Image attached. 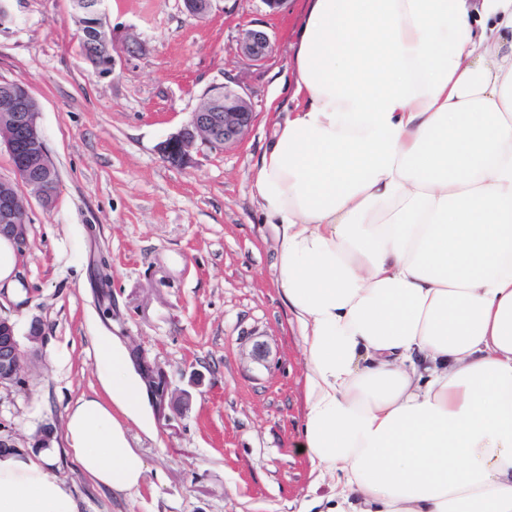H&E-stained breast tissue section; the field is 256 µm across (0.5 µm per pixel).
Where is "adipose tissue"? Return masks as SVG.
<instances>
[{
	"label": "adipose tissue",
	"mask_w": 512,
	"mask_h": 512,
	"mask_svg": "<svg viewBox=\"0 0 512 512\" xmlns=\"http://www.w3.org/2000/svg\"><path fill=\"white\" fill-rule=\"evenodd\" d=\"M293 85L252 189L326 512H512V0H307ZM94 352L64 452L135 489L142 385L111 337ZM51 465L0 453V512H77Z\"/></svg>",
	"instance_id": "1"
}]
</instances>
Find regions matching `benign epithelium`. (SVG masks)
Returning <instances> with one entry per match:
<instances>
[{
	"instance_id": "benign-epithelium-1",
	"label": "benign epithelium",
	"mask_w": 512,
	"mask_h": 512,
	"mask_svg": "<svg viewBox=\"0 0 512 512\" xmlns=\"http://www.w3.org/2000/svg\"><path fill=\"white\" fill-rule=\"evenodd\" d=\"M183 10L196 18L211 12L214 0H182ZM103 0H76L74 8L79 13L89 14L97 19L96 28L107 39H113L112 27L108 24L102 9ZM95 51L87 63L101 75L113 72V55L109 48L94 44ZM275 50L272 37L264 30L245 29L238 42V52L249 61L260 64ZM205 97L210 103L197 107L186 122L164 141L157 145L160 156L175 166H185L193 161L192 152L197 144L210 148H229L237 144L250 130L255 121V112L248 95L242 88L228 84L210 87ZM32 95L24 90L3 101L4 117L10 130L0 135V144L5 145L11 157L14 171L20 182L45 204L55 197L58 182L30 177L38 167H51L46 145L37 125L38 113L31 111ZM28 224L26 204L14 183L0 182V236L11 239L15 245L23 246L27 241ZM24 354L18 340L16 323L0 316V388L17 386L22 382ZM141 378L150 392L155 405H167L177 411L188 409L190 395L174 393L163 372L156 366L141 362L133 355Z\"/></svg>"
}]
</instances>
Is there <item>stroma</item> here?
I'll use <instances>...</instances> for the list:
<instances>
[{
	"label": "stroma",
	"instance_id": "stroma-1",
	"mask_svg": "<svg viewBox=\"0 0 512 512\" xmlns=\"http://www.w3.org/2000/svg\"><path fill=\"white\" fill-rule=\"evenodd\" d=\"M114 71L80 56L71 0H10L0 23V81L26 86L60 180L53 209L26 195L28 243L0 313L17 323L24 381L0 388V426L31 448L40 427L63 430L66 408L96 387L93 338L112 337L161 367L188 410L131 427L145 460L137 490L97 487L71 457L53 473L78 512H308L334 483L299 452L310 389L299 327L277 285L276 241L252 195L253 162L290 72L304 0L275 14L262 0H216L187 17L181 0H105ZM276 50L255 66L243 29ZM241 86L256 112L237 146L200 147L176 167L158 144L212 85ZM41 320L46 335L26 333ZM263 341L265 360L252 355Z\"/></svg>",
	"mask_w": 512,
	"mask_h": 512
}]
</instances>
